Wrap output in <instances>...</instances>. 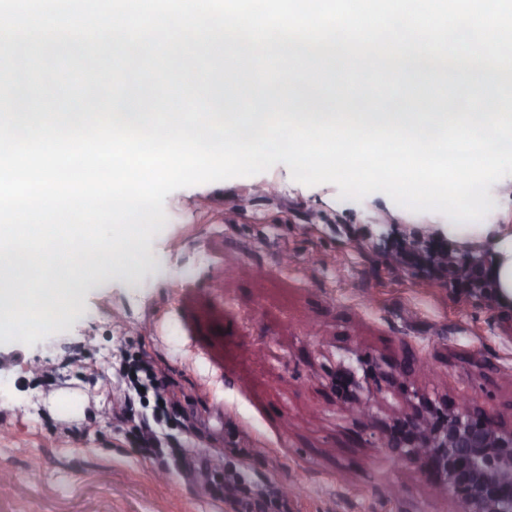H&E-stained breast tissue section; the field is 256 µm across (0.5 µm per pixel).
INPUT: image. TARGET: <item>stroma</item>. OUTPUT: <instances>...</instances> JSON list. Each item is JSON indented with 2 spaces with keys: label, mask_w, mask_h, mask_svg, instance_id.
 <instances>
[{
  "label": "stroma",
  "mask_w": 512,
  "mask_h": 512,
  "mask_svg": "<svg viewBox=\"0 0 512 512\" xmlns=\"http://www.w3.org/2000/svg\"><path fill=\"white\" fill-rule=\"evenodd\" d=\"M164 208L135 274L101 276L33 345L0 341V512H454L373 433L413 391L511 423L512 316L392 251L435 239L480 270L483 251L449 242L442 214L382 192L343 199L282 163L178 189ZM119 355L151 357L176 385L161 456L139 446L154 402L125 404ZM409 357L427 371L390 388L373 372ZM341 361L363 375L371 418L333 393ZM69 388L85 403L66 421L51 400ZM230 474L239 490L220 494Z\"/></svg>",
  "instance_id": "1"
}]
</instances>
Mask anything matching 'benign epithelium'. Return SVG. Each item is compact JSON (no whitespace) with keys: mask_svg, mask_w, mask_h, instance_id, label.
Masks as SVG:
<instances>
[{"mask_svg":"<svg viewBox=\"0 0 512 512\" xmlns=\"http://www.w3.org/2000/svg\"><path fill=\"white\" fill-rule=\"evenodd\" d=\"M341 402L355 415H367L370 402L351 366L336 367ZM375 447L412 461L432 480L436 495L446 494L456 512H512V425L492 415H474L466 400L450 407L417 392L392 423L379 429Z\"/></svg>","mask_w":512,"mask_h":512,"instance_id":"obj_1","label":"benign epithelium"}]
</instances>
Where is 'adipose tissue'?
I'll list each match as a JSON object with an SVG mask.
<instances>
[{
    "label": "adipose tissue",
    "mask_w": 512,
    "mask_h": 512,
    "mask_svg": "<svg viewBox=\"0 0 512 512\" xmlns=\"http://www.w3.org/2000/svg\"><path fill=\"white\" fill-rule=\"evenodd\" d=\"M448 237L462 247L487 250L490 276L503 307L512 309V226L508 224H452Z\"/></svg>",
    "instance_id": "1"
}]
</instances>
